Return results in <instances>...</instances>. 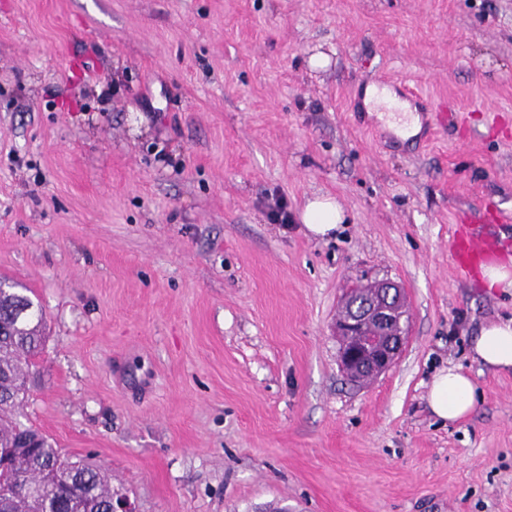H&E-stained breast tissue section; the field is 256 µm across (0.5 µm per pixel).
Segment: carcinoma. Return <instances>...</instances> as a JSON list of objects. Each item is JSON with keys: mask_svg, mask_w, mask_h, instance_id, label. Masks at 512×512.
I'll list each match as a JSON object with an SVG mask.
<instances>
[{"mask_svg": "<svg viewBox=\"0 0 512 512\" xmlns=\"http://www.w3.org/2000/svg\"><path fill=\"white\" fill-rule=\"evenodd\" d=\"M43 311L0 288V512H112V485L93 466L64 458L37 429L15 418L28 398L25 377L44 350Z\"/></svg>", "mask_w": 512, "mask_h": 512, "instance_id": "cac0c4a2", "label": "carcinoma"}]
</instances>
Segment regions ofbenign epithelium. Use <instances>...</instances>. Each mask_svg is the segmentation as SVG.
<instances>
[{"instance_id": "7a95c632", "label": "benign epithelium", "mask_w": 512, "mask_h": 512, "mask_svg": "<svg viewBox=\"0 0 512 512\" xmlns=\"http://www.w3.org/2000/svg\"><path fill=\"white\" fill-rule=\"evenodd\" d=\"M404 301L403 287L387 279L346 291L349 312L336 319L334 332L339 366L352 382L371 381L396 362L408 330Z\"/></svg>"}]
</instances>
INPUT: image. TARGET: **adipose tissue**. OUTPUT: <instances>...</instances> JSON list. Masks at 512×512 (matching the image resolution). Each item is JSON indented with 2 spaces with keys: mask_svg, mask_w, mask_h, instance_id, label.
<instances>
[{
  "mask_svg": "<svg viewBox=\"0 0 512 512\" xmlns=\"http://www.w3.org/2000/svg\"><path fill=\"white\" fill-rule=\"evenodd\" d=\"M306 230L317 238L335 235L345 220L342 206L334 197L316 195L307 199L299 213ZM475 360L501 371L512 370V318L492 321L481 327L473 342ZM431 412L442 421L466 418L474 408L476 386L460 368L439 371L426 395Z\"/></svg>",
  "mask_w": 512,
  "mask_h": 512,
  "instance_id": "obj_1",
  "label": "adipose tissue"
}]
</instances>
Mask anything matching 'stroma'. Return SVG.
Returning <instances> with one entry per match:
<instances>
[{
	"label": "stroma",
	"instance_id": "stroma-1",
	"mask_svg": "<svg viewBox=\"0 0 512 512\" xmlns=\"http://www.w3.org/2000/svg\"><path fill=\"white\" fill-rule=\"evenodd\" d=\"M403 79L433 140L355 105ZM276 192L346 222L274 223ZM492 205L512 0H0V277L46 319L23 415L136 512H512V372L471 351L512 289L453 272ZM381 279L409 334L355 385L333 325ZM450 366L478 393L453 423ZM342 206L332 196L316 195L307 199L299 212V220L306 230L317 238L336 235L339 225L345 221ZM431 412L440 420L454 422L466 418L474 408L476 386L460 368L439 371L426 395Z\"/></svg>",
	"mask_w": 512,
	"mask_h": 512
}]
</instances>
